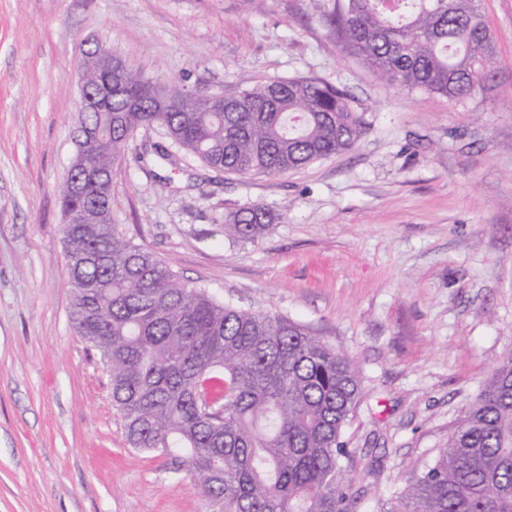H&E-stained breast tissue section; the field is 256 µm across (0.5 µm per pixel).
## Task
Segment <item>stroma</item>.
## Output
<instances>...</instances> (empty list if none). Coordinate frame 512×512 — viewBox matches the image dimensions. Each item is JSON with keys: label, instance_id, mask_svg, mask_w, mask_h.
Here are the masks:
<instances>
[{"label": "stroma", "instance_id": "1", "mask_svg": "<svg viewBox=\"0 0 512 512\" xmlns=\"http://www.w3.org/2000/svg\"><path fill=\"white\" fill-rule=\"evenodd\" d=\"M496 80L451 102L379 81L309 0H0V512H215L170 459L129 447L109 376L70 319L58 183L77 69L100 43L201 94L279 78L347 90L356 148L240 177L143 149L112 169V221L181 280L308 326L356 362L344 440L359 512L401 491L512 350V0H480ZM280 213L238 243L220 217Z\"/></svg>", "mask_w": 512, "mask_h": 512}]
</instances>
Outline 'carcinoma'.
Listing matches in <instances>:
<instances>
[{
  "label": "carcinoma",
  "mask_w": 512,
  "mask_h": 512,
  "mask_svg": "<svg viewBox=\"0 0 512 512\" xmlns=\"http://www.w3.org/2000/svg\"><path fill=\"white\" fill-rule=\"evenodd\" d=\"M336 0L320 21L357 60L400 90L450 101L484 91L494 77V41L479 0ZM127 99L89 112L100 137L95 164L112 172L140 129L157 128L216 171L276 178L353 149L365 125L350 95L312 78L277 79L217 104L176 81L163 101L152 78L125 65ZM88 158L75 153L58 185L71 319L100 355L112 406L129 445L181 461L222 512H356L343 476L342 440L359 398L352 358L308 327L241 310L177 277L112 223V197L77 185ZM277 216L253 203L224 222V236L253 240ZM379 512H512V351L463 407L434 462L378 503Z\"/></svg>",
  "instance_id": "1"
}]
</instances>
